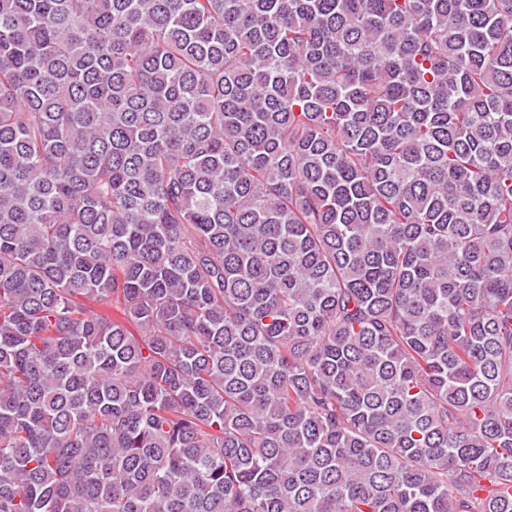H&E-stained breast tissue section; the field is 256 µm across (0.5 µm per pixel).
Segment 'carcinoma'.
<instances>
[{
  "mask_svg": "<svg viewBox=\"0 0 512 512\" xmlns=\"http://www.w3.org/2000/svg\"><path fill=\"white\" fill-rule=\"evenodd\" d=\"M0 512H512V0H0Z\"/></svg>",
  "mask_w": 512,
  "mask_h": 512,
  "instance_id": "obj_1",
  "label": "carcinoma"
}]
</instances>
